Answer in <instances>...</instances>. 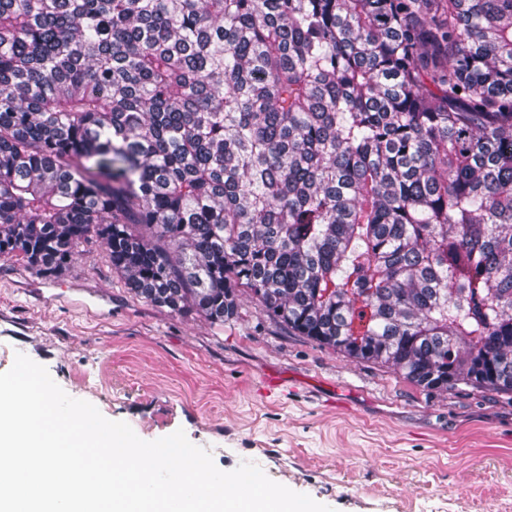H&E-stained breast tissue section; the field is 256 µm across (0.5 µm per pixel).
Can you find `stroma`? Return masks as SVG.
Listing matches in <instances>:
<instances>
[{
    "mask_svg": "<svg viewBox=\"0 0 512 512\" xmlns=\"http://www.w3.org/2000/svg\"><path fill=\"white\" fill-rule=\"evenodd\" d=\"M153 441L258 464L333 512H512V397L426 390L269 319L213 324L136 297L101 243L59 275L0 257V373L16 354Z\"/></svg>",
    "mask_w": 512,
    "mask_h": 512,
    "instance_id": "1",
    "label": "stroma"
}]
</instances>
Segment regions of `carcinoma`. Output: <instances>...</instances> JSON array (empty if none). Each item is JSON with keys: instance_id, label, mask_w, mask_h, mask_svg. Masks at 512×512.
Listing matches in <instances>:
<instances>
[{"instance_id": "cac0c4a2", "label": "carcinoma", "mask_w": 512, "mask_h": 512, "mask_svg": "<svg viewBox=\"0 0 512 512\" xmlns=\"http://www.w3.org/2000/svg\"><path fill=\"white\" fill-rule=\"evenodd\" d=\"M512 395V0H0V255Z\"/></svg>"}]
</instances>
